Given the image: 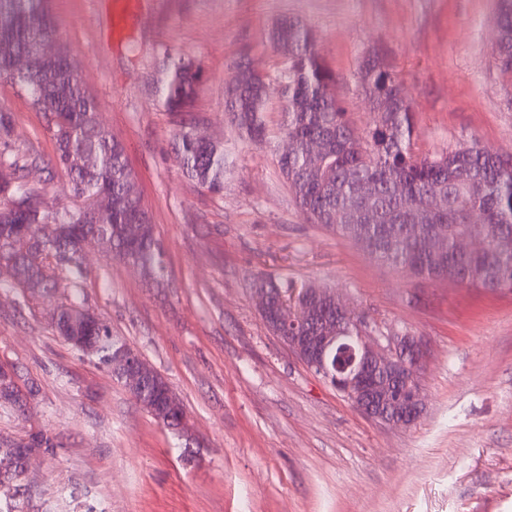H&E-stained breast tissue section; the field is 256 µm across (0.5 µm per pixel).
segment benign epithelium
<instances>
[{"mask_svg": "<svg viewBox=\"0 0 512 512\" xmlns=\"http://www.w3.org/2000/svg\"><path fill=\"white\" fill-rule=\"evenodd\" d=\"M486 240L479 236L461 235L456 239L460 252L484 249ZM301 306L309 316H318L320 309L331 305L336 311L347 310L346 304L327 288L309 285L298 289ZM366 319L354 323L350 329L341 323L319 322L315 331L306 322L288 325L284 340L288 348L316 374L334 383L337 390L366 416L399 427L414 425L425 411V401L419 377L427 363L429 351L424 341L416 336L390 333L368 336ZM122 376L132 395L136 396L154 370L134 349L119 347ZM179 406L178 398L168 386L161 390L160 402L148 411L162 419ZM0 446L20 451V458L29 462L47 452L31 442V436L4 438Z\"/></svg>", "mask_w": 512, "mask_h": 512, "instance_id": "7a95c632", "label": "benign epithelium"}]
</instances>
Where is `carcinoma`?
Returning a JSON list of instances; mask_svg holds the SVG:
<instances>
[{"label": "carcinoma", "instance_id": "obj_1", "mask_svg": "<svg viewBox=\"0 0 512 512\" xmlns=\"http://www.w3.org/2000/svg\"><path fill=\"white\" fill-rule=\"evenodd\" d=\"M499 41L496 54L502 69L512 74V0H500ZM56 29L49 0H0V47L28 59V74L14 82L32 105L50 118V131L57 144V163L69 175L68 191L88 204L100 192L112 196V213L100 222L83 219L86 208L49 212L31 206L19 214L16 206L36 195L21 182L20 172L28 157L9 152L12 118L0 111V264L12 266L15 285L44 299L55 298L60 274L72 284L82 279V265L64 262L84 236H105L104 246L124 263L140 267L149 280L164 278L163 253L148 212L141 203L135 176L127 165L122 144L97 120V103L84 85L66 67V47H59L53 61L36 50L37 40ZM272 47L288 51L286 66L273 79L283 91L284 134L293 140V153L280 155L279 168L296 207L310 224H318L358 246L368 257L401 269L415 277L451 281L485 288H512V253L490 247L477 254H461L453 245L456 235L481 234L489 241L512 237V157H504L474 141L466 147L435 157L416 154L411 102L382 58L365 57L359 64L362 83L379 103L390 106L377 111L373 127L364 137L351 126L347 112L332 91V71L320 58L314 32L298 21L283 19L269 33ZM167 77L153 85L159 104L178 119L175 146L183 172L212 193L224 192L227 160L224 148L207 138L203 120L194 113L196 92L203 79L202 68L179 54L165 56ZM250 68L240 58L226 79L225 105L229 120L250 139L266 137L264 113L267 91L273 81ZM324 149V166L310 167V144ZM86 154L97 159L96 168H84ZM374 185L371 196L360 194V185ZM430 193L443 196V209L433 217L419 212ZM139 218L140 234L134 239L123 233L127 218ZM438 226L448 233V254L438 256L414 235H424ZM272 300L288 305V315L297 317L301 301L288 283L262 282ZM96 353L93 359L109 366L112 327L99 320L90 330ZM0 385V407L18 411L36 396ZM20 458L11 468L0 469V512H16L20 501L30 496L23 483Z\"/></svg>", "mask_w": 512, "mask_h": 512}]
</instances>
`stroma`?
<instances>
[{
	"label": "stroma",
	"mask_w": 512,
	"mask_h": 512,
	"mask_svg": "<svg viewBox=\"0 0 512 512\" xmlns=\"http://www.w3.org/2000/svg\"><path fill=\"white\" fill-rule=\"evenodd\" d=\"M499 0H50L57 39L82 68L98 117L122 143L155 226L163 286L106 256L79 291L181 401L191 438L165 428L111 372L51 328L50 301L0 273V364L37 385L28 419L0 410V435L45 427L23 512H512V289L415 278L306 222L278 166V86L268 136L255 142L224 112L229 66L276 74L268 34L291 18L319 36L333 92L358 133L373 112L357 74L379 53L414 110L415 150L435 156L480 141L512 156V76L493 55ZM204 71L195 111L233 163L224 191L189 180L172 117L148 82L166 51ZM12 152L36 158L28 187L50 209L76 208L56 167L44 113L0 76ZM335 288L373 329L421 337L426 410L412 427L363 415L270 332L258 277Z\"/></svg>",
	"instance_id": "35a3bbf8"
}]
</instances>
